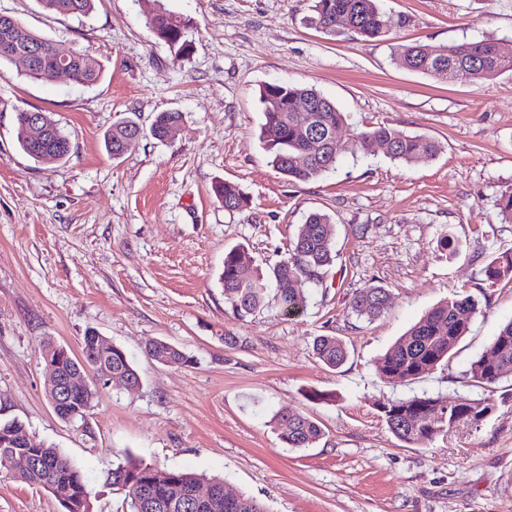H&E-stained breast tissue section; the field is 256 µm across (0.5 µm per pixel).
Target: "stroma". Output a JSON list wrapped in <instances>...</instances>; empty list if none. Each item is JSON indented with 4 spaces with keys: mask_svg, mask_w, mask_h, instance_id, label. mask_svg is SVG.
Here are the masks:
<instances>
[{
    "mask_svg": "<svg viewBox=\"0 0 512 512\" xmlns=\"http://www.w3.org/2000/svg\"><path fill=\"white\" fill-rule=\"evenodd\" d=\"M190 25L193 49L174 57L146 23L143 0H96L76 18L37 0H0V12L104 68L86 86L0 65V420L59 448L85 474L91 512H129L104 483L130 454L174 470L223 477L226 491L268 512H512V373L475 386L467 370L512 319V281L481 285L488 256L512 248L496 203L512 188V73L479 86L398 66L393 49L495 39L512 56V0H381L388 35H330L311 22L314 0H161ZM410 23L398 27L399 16ZM303 84L347 115L339 131L385 123L439 143L433 160L405 165L343 154L336 170L291 182L269 163L259 88ZM40 110L69 134L64 161L20 148L16 114ZM182 114L175 137L145 136L119 157L112 123L150 125ZM229 182L247 207L213 192ZM314 211L332 218L335 259L307 282L306 306L239 320L219 284L224 254L244 246L256 268L288 254ZM450 236L454 249L440 243ZM386 288L376 320L349 306L359 289ZM480 311L448 366L388 384L375 360L434 304L458 291ZM122 348L136 389L93 382L84 417L63 421L46 397L49 340L80 355L86 330ZM341 337L349 359L333 371L313 353ZM232 336L236 345L225 344ZM170 343L189 359L162 365L144 350ZM489 399L485 421L425 447L399 441L377 401L422 393ZM286 408L318 422L322 438L288 448L271 422ZM0 512H64L48 491L0 473Z\"/></svg>",
    "mask_w": 512,
    "mask_h": 512,
    "instance_id": "1",
    "label": "stroma"
}]
</instances>
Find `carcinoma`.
<instances>
[{
    "instance_id": "obj_1",
    "label": "carcinoma",
    "mask_w": 512,
    "mask_h": 512,
    "mask_svg": "<svg viewBox=\"0 0 512 512\" xmlns=\"http://www.w3.org/2000/svg\"><path fill=\"white\" fill-rule=\"evenodd\" d=\"M38 2L47 11L59 15L67 14V7L74 2L79 9L76 16L87 17L93 12L96 0ZM314 11L316 27L328 34L343 29L361 37L376 38L389 32L388 17L380 0H315ZM146 20L174 57H184L192 50L189 25L183 18L153 8L148 11ZM22 33L23 45L34 43L41 50L40 63L26 75L36 80H51L54 65L64 48L27 27ZM395 61L404 69L431 77L450 68L458 74V80L472 86L512 72V58L498 54L491 39L456 43L447 47L442 55L426 44H403L395 49ZM70 67L74 81L82 85H93L102 75L100 63L84 51L71 59ZM259 101L263 106L261 135L270 144V164L293 181L315 179L336 169L341 153L367 155L380 143L388 144L391 159L406 164L429 161L439 152V145L434 140L424 135L407 134L385 124L351 134L342 147L328 146L326 141L316 138L314 132L334 138L336 129L345 124L346 118L333 101L309 86L268 83L260 90ZM310 105L317 106L318 111L312 113L313 122L304 126L299 108ZM29 115L30 112L24 110L16 114V137L20 148L41 163L54 164L64 160L71 148L68 135L43 112L42 121L50 128V133L40 143L32 141L28 135ZM181 122L179 112H160L150 126V134L160 141L170 139ZM140 129L141 126L130 119L113 122L104 136L106 149L114 156L119 155L123 141ZM214 193L229 211L240 210L248 204L247 198L230 183L216 185ZM497 209L501 221L512 224L511 190L500 196ZM332 253V219L326 213L312 212L298 226L288 256L265 274L257 272L246 280L241 276L244 251L231 249L224 255L219 277L224 302L241 320L271 303L287 313L296 311L306 303L305 283L331 265ZM482 274L483 282L490 285L512 280V250L490 256ZM270 282L274 283L275 291L269 298ZM389 303L390 295L386 289L368 286L353 294L350 307L358 318L373 320ZM478 312V302L466 292L437 303L378 357L379 373L388 383L398 385L416 380L448 363L452 350L468 332L471 319ZM145 350L149 358L163 365L188 363L182 351L164 341L151 340ZM313 350L325 366L334 370L348 358L345 344L336 336L317 337ZM41 353L46 367L61 379L82 359L98 373L108 371L128 381H139L125 352L93 331L83 337L80 359L60 352L50 342L41 344ZM508 372H512V320L501 325L486 351L473 360L469 368L471 380L484 386L495 384ZM93 397L94 393L87 385L72 389L58 407L57 414L65 421L81 417L90 408ZM376 407L388 429L400 441L413 446L427 445L457 424L477 425L493 410L489 400L469 395L459 396L451 403L442 395L394 397L378 402ZM272 421L288 448H307L323 435L313 419L286 408L278 410ZM23 429L25 425L16 418L0 420V458L10 453L34 460V466L19 473L16 479L50 492L65 512H89V490L81 470L51 445L16 442L15 435ZM106 483L124 492L130 512H267L266 506L253 497L224 496V479L220 477L205 478L191 471L169 470L132 456L112 464L106 471ZM202 484L208 485L211 491L205 502L199 501L197 494Z\"/></svg>"
}]
</instances>
